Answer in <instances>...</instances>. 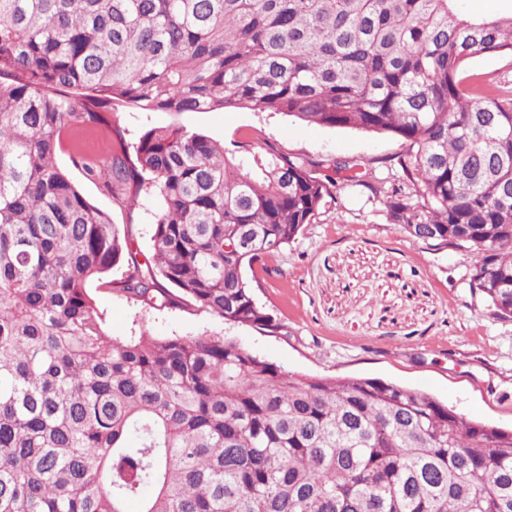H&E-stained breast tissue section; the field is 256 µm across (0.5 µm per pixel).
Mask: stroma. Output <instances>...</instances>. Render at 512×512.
<instances>
[{"label":"stroma","instance_id":"35a3bbf8","mask_svg":"<svg viewBox=\"0 0 512 512\" xmlns=\"http://www.w3.org/2000/svg\"><path fill=\"white\" fill-rule=\"evenodd\" d=\"M465 85L512 88V56L485 55L464 68ZM115 125L129 142L153 127L179 124L235 149L252 133V150L270 142L313 159L363 164L369 181L397 179L389 161L401 140L357 128L310 125L278 112H136L117 106ZM83 195L128 230L151 256L159 202L147 195L127 211L79 171ZM476 254L430 247L392 224L380 198L361 186L340 190L330 209L255 268L253 295L280 325L275 333L229 324L181 307H141L117 292H91L116 336L144 328L159 336L220 333L284 370L301 375L378 378L428 392L458 412L512 427V319L495 318L470 286Z\"/></svg>","mask_w":512,"mask_h":512}]
</instances>
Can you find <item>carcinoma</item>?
<instances>
[{"label": "carcinoma", "mask_w": 512, "mask_h": 512, "mask_svg": "<svg viewBox=\"0 0 512 512\" xmlns=\"http://www.w3.org/2000/svg\"><path fill=\"white\" fill-rule=\"evenodd\" d=\"M493 53L512 54V10L461 0H0V512H512V429L219 335L112 336L89 291L275 332L247 273L353 185L416 239L475 252L470 286L511 320L512 92L462 88ZM117 102L389 134L402 184L181 125L130 143ZM99 127L108 158L70 161L130 209L160 197L143 264L57 163ZM463 6L467 12L477 15L499 13L511 8L507 0H463Z\"/></svg>", "instance_id": "cac0c4a2"}]
</instances>
